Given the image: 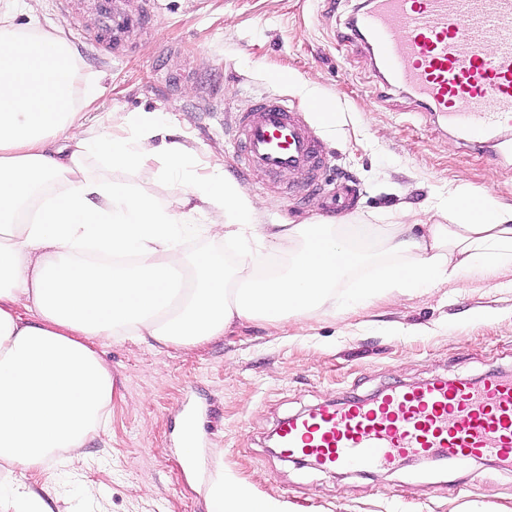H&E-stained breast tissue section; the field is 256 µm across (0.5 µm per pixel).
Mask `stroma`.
<instances>
[{"instance_id":"obj_1","label":"stroma","mask_w":512,"mask_h":512,"mask_svg":"<svg viewBox=\"0 0 512 512\" xmlns=\"http://www.w3.org/2000/svg\"><path fill=\"white\" fill-rule=\"evenodd\" d=\"M154 25L112 51L79 40V84L99 83L100 112H164L174 138L193 147L197 172L214 163L257 202L264 224H398L406 211L434 220L458 185L512 204V163L455 143L439 117L387 85L371 48L349 27L360 0H158ZM285 75L282 83L273 82ZM276 95L297 109L330 101L332 129L317 127L329 165L315 191L287 178L243 173L226 130L253 100ZM140 194L167 202L158 165L117 168ZM358 191L336 215V186ZM115 393L105 428L67 460L26 472L47 512H209L210 491L230 478L288 512H512V468L472 461L424 470L324 471L272 451L286 417L330 400L369 399L436 376L512 372V272L317 313L274 329L233 326L185 350L127 336L104 340ZM202 430L184 453L187 415ZM99 487L95 497L86 485Z\"/></svg>"}]
</instances>
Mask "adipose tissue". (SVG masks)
<instances>
[{"instance_id":"adipose-tissue-1","label":"adipose tissue","mask_w":512,"mask_h":512,"mask_svg":"<svg viewBox=\"0 0 512 512\" xmlns=\"http://www.w3.org/2000/svg\"><path fill=\"white\" fill-rule=\"evenodd\" d=\"M17 0H0V462L19 471L81 448L106 421L112 367L96 345L119 336L193 348L233 325L276 326L349 304L395 300L465 278L512 269V208L450 190L436 222L260 224L256 203L221 168L194 177L193 148L170 139L155 112H126L102 127L103 90L76 91L77 54L60 29L17 21ZM107 168L160 164L181 178L165 204ZM241 246L188 255L196 230ZM294 252L283 273L255 275L264 254ZM413 255L409 265L381 255ZM377 272L339 284L354 270ZM212 512H284L225 480Z\"/></svg>"}]
</instances>
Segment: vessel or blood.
Masks as SVG:
<instances>
[{
	"label": "vessel or blood",
	"instance_id": "vessel-or-blood-1",
	"mask_svg": "<svg viewBox=\"0 0 512 512\" xmlns=\"http://www.w3.org/2000/svg\"><path fill=\"white\" fill-rule=\"evenodd\" d=\"M92 42L115 46L146 28L153 13L97 0ZM370 36L391 85L410 91L463 143L501 160L512 131V0H372L353 25ZM319 102L296 110L283 97L237 113L233 141L245 169L291 178L310 189L328 165L310 127ZM277 446L289 459L325 470L392 468L492 459L512 462V374L477 380L437 376L394 386L367 400L318 406L281 421Z\"/></svg>",
	"mask_w": 512,
	"mask_h": 512
}]
</instances>
